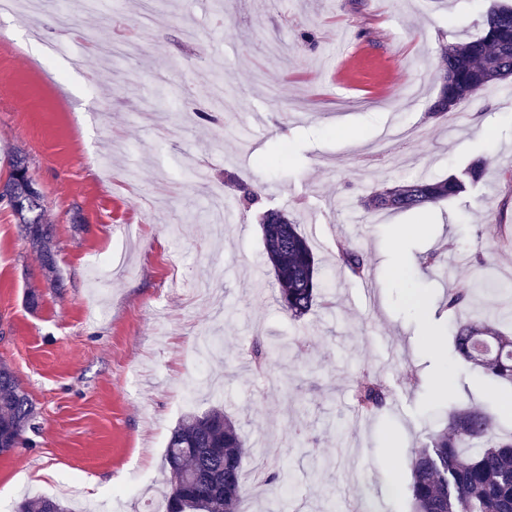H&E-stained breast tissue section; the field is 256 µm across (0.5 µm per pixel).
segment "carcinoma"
I'll list each match as a JSON object with an SVG mask.
<instances>
[{
    "instance_id": "cac0c4a2",
    "label": "carcinoma",
    "mask_w": 512,
    "mask_h": 512,
    "mask_svg": "<svg viewBox=\"0 0 512 512\" xmlns=\"http://www.w3.org/2000/svg\"><path fill=\"white\" fill-rule=\"evenodd\" d=\"M441 88L429 115L441 118L456 104L476 98L489 85L512 77V6L503 4L485 17L481 34L440 48ZM32 182L27 161L16 155L8 177L0 180V204L20 224L23 239L41 261L43 276L58 285L53 225L47 223L43 199L21 200L23 186ZM454 177L417 180L376 191L365 202L370 212L388 210L424 213L429 207L461 192ZM239 202L261 214L267 264L274 273L276 301L293 318L307 315L323 296L318 260L299 224L281 210L265 207L261 192L238 186ZM340 265L356 278L369 276L367 263L356 249L339 250ZM512 298V283L479 275L448 294L447 307L455 311L474 305L483 296ZM491 345L512 352V336H488L477 326L460 324L453 336L455 352L481 367L491 378L512 384V358L501 359L484 349ZM272 347L256 340L249 356L263 368ZM353 399L364 416L378 414L387 393L375 377L356 381ZM34 405L12 369L0 363V455L18 448L34 429ZM249 455L239 426L224 407L182 416L168 439L163 467V512H241L247 496L243 461ZM408 487L412 512H512V438L493 439L489 414L472 408L448 409L445 428L429 443L409 452ZM15 512H69L53 498L23 501Z\"/></svg>"
}]
</instances>
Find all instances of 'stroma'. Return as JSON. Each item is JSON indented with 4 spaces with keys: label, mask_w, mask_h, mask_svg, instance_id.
Wrapping results in <instances>:
<instances>
[{
    "label": "stroma",
    "mask_w": 512,
    "mask_h": 512,
    "mask_svg": "<svg viewBox=\"0 0 512 512\" xmlns=\"http://www.w3.org/2000/svg\"><path fill=\"white\" fill-rule=\"evenodd\" d=\"M223 2L120 0L111 16L73 5L70 27L43 30L50 62L0 16V179L27 158L60 282L0 206V363L37 426L0 456V512L44 496L70 512H153L172 428L218 404L251 449L246 472L294 476L288 499L249 482L243 512H327L331 491L348 512H411L407 454L450 406L481 408L512 435V385L453 353L472 308L443 306L481 272L512 279V100L486 90L428 115L441 45L477 35L496 0ZM102 42L111 65L87 71L82 54ZM187 104L208 121L182 124ZM479 158L483 178L425 214L364 207L382 187L461 177ZM239 180L297 220L329 306L299 321L278 307ZM218 185L232 213L220 234L205 215ZM442 245L448 276L422 263ZM342 247L364 253L368 280L341 270ZM399 249L412 263L396 279ZM258 334L288 346L266 373L247 355ZM366 373L388 400L360 418L352 389Z\"/></svg>",
    "instance_id": "obj_1"
}]
</instances>
